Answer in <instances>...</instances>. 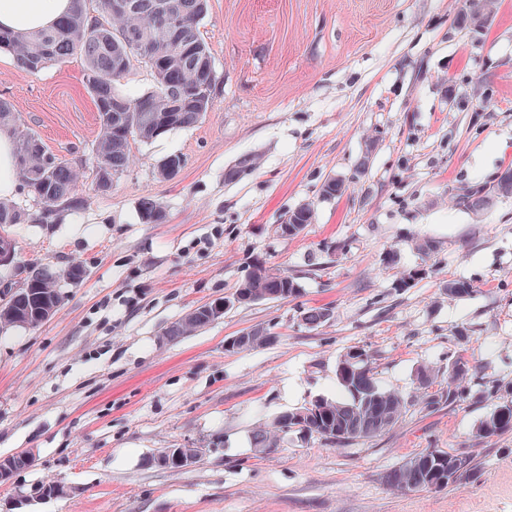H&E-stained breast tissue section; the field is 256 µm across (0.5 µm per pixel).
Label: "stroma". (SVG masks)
<instances>
[{
  "mask_svg": "<svg viewBox=\"0 0 512 512\" xmlns=\"http://www.w3.org/2000/svg\"><path fill=\"white\" fill-rule=\"evenodd\" d=\"M469 0H210L198 24L220 76L209 112L149 143L109 193L89 163L97 112L84 60L32 74L0 51V98L48 151L81 171L67 224L12 227L22 264L60 276L61 305L35 329L0 330V458L29 467L0 483V512H512V430L475 436L495 402L425 410L415 372L466 354L512 381V195L484 210L464 188L512 169V0L483 24ZM246 154L258 166L230 181ZM181 159L165 179L163 159ZM337 177L344 193L321 187ZM159 203L161 224L140 219ZM312 205L296 236L276 231ZM420 236L435 249L412 247ZM297 277V297L237 306L193 335L165 331L234 292L253 263ZM81 265L80 279L64 278ZM421 274L409 286L400 279ZM474 286L448 296V280ZM331 307L311 330L309 306ZM266 327L263 346L226 351ZM363 348L380 386L412 403L391 430L328 445L297 433L258 454L253 432L343 389L337 365ZM193 466H148L167 448ZM440 449L479 478L394 491L387 474ZM61 495L35 499L45 484ZM286 216V219L284 220L286 225L283 226V230L285 234H288V224L292 225L296 229V232L293 234H288V236H296L304 229L306 224L312 223L313 210L309 205H301L289 211ZM295 225H299V227H295ZM281 228L282 224H279L277 229L280 235L287 236L281 231Z\"/></svg>",
  "mask_w": 512,
  "mask_h": 512,
  "instance_id": "1",
  "label": "stroma"
}]
</instances>
